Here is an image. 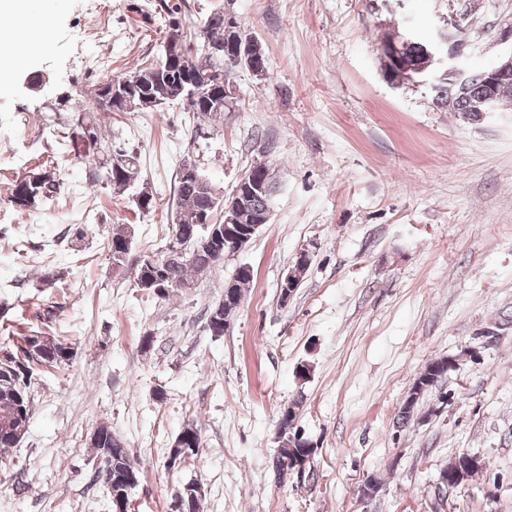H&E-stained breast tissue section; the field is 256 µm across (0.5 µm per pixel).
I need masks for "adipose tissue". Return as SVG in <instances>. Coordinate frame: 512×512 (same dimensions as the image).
Segmentation results:
<instances>
[{"label": "adipose tissue", "instance_id": "obj_1", "mask_svg": "<svg viewBox=\"0 0 512 512\" xmlns=\"http://www.w3.org/2000/svg\"><path fill=\"white\" fill-rule=\"evenodd\" d=\"M0 14H9L16 19L14 28H0V45L8 44L13 48L10 54H0V71L22 66L34 55L48 51V43L28 38L29 33L41 23L39 16L32 9L30 0H0Z\"/></svg>", "mask_w": 512, "mask_h": 512}]
</instances>
